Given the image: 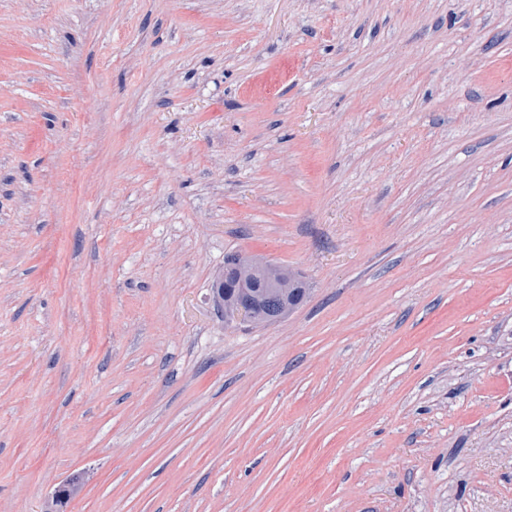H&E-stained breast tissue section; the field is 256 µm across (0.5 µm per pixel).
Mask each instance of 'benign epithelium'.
<instances>
[{
    "mask_svg": "<svg viewBox=\"0 0 512 512\" xmlns=\"http://www.w3.org/2000/svg\"><path fill=\"white\" fill-rule=\"evenodd\" d=\"M224 284H233L242 292L231 300L219 303L228 324L256 325L260 317L256 307L265 310V322L274 323L291 312L288 294L303 278L293 269L279 263L238 252L224 256L219 274Z\"/></svg>",
    "mask_w": 512,
    "mask_h": 512,
    "instance_id": "1",
    "label": "benign epithelium"
}]
</instances>
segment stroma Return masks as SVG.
Returning <instances> with one entry per match:
<instances>
[{
  "label": "stroma",
  "instance_id": "35a3bbf8",
  "mask_svg": "<svg viewBox=\"0 0 512 512\" xmlns=\"http://www.w3.org/2000/svg\"><path fill=\"white\" fill-rule=\"evenodd\" d=\"M300 272L229 325L226 253ZM512 512V0H0V512Z\"/></svg>",
  "mask_w": 512,
  "mask_h": 512
}]
</instances>
